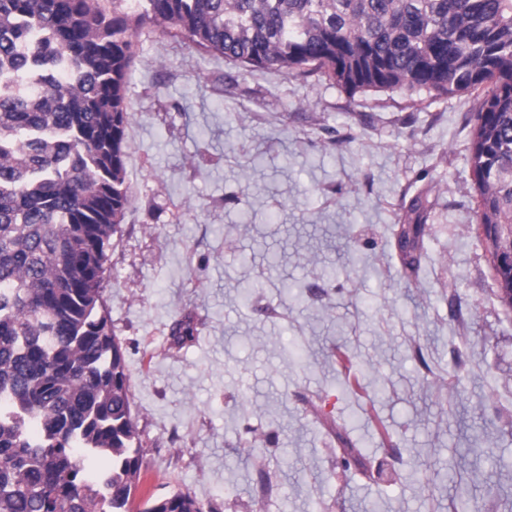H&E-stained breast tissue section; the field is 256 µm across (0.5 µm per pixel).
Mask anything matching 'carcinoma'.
<instances>
[{
    "label": "carcinoma",
    "instance_id": "cac0c4a2",
    "mask_svg": "<svg viewBox=\"0 0 512 512\" xmlns=\"http://www.w3.org/2000/svg\"><path fill=\"white\" fill-rule=\"evenodd\" d=\"M145 24L351 93L477 94L478 223L512 248V0H0V512H203L183 492L135 504L143 442L103 305ZM427 220L414 204L396 231L414 278ZM496 283L512 306V267Z\"/></svg>",
    "mask_w": 512,
    "mask_h": 512
}]
</instances>
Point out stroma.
Returning <instances> with one entry per match:
<instances>
[{"label": "stroma", "mask_w": 512, "mask_h": 512, "mask_svg": "<svg viewBox=\"0 0 512 512\" xmlns=\"http://www.w3.org/2000/svg\"><path fill=\"white\" fill-rule=\"evenodd\" d=\"M128 103L103 299L144 490L204 512H512V308L475 232L477 95H351L147 24ZM418 196L417 284L391 226Z\"/></svg>", "instance_id": "stroma-1"}]
</instances>
